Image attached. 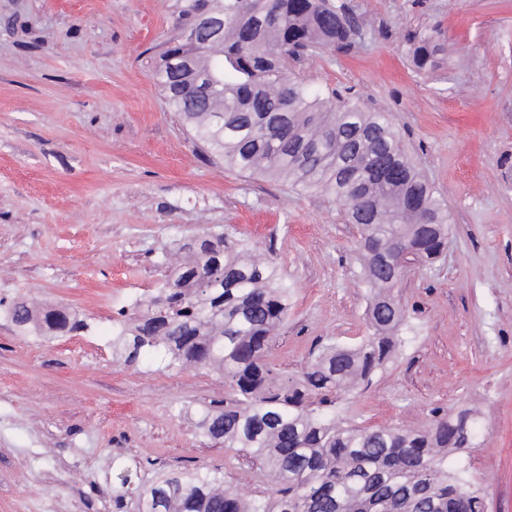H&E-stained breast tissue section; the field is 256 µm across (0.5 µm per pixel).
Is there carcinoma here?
Listing matches in <instances>:
<instances>
[{
	"label": "carcinoma",
	"mask_w": 512,
	"mask_h": 512,
	"mask_svg": "<svg viewBox=\"0 0 512 512\" xmlns=\"http://www.w3.org/2000/svg\"><path fill=\"white\" fill-rule=\"evenodd\" d=\"M180 2L177 28L196 39L164 42L155 78L170 111L228 169L345 207L362 228L373 332L320 346L306 371L284 381L268 357L292 288L274 257L207 229L179 245L168 279L124 315L113 352L133 364L162 350L179 367L224 377V407L202 411L196 428L253 457L274 489L248 498L216 475L177 471L140 488L136 512H485L484 495L454 464L483 436L477 411L409 430L350 426L336 412V394L369 386L402 343L406 314L392 288L403 268L384 258L399 249L432 260L449 233L447 203L389 115L290 72L312 54L349 52L362 30L358 15L342 0ZM221 12L224 23L207 26ZM408 57L430 76L448 66V40L416 31ZM11 319L23 331L61 335L88 327L26 298L14 302Z\"/></svg>",
	"instance_id": "cac0c4a2"
}]
</instances>
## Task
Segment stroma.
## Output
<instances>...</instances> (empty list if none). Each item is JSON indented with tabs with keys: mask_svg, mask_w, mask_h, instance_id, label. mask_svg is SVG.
I'll list each match as a JSON object with an SVG mask.
<instances>
[{
	"mask_svg": "<svg viewBox=\"0 0 512 512\" xmlns=\"http://www.w3.org/2000/svg\"><path fill=\"white\" fill-rule=\"evenodd\" d=\"M374 34L309 57L313 86L353 89L390 114L448 205V247L408 261L395 292L403 342L350 424L427 426L469 406L486 436L461 457L482 488H512V0H350ZM175 0H0V305L76 312L87 330L27 336L0 314V512H112L117 476L181 469L245 495L271 484L243 453L196 433L224 403L206 369L160 352L127 365L117 312L152 294L174 243L200 227L272 251L294 292L269 360L297 377L327 340L367 336L360 231L343 206L248 177L197 148L152 70ZM448 39L447 77L417 74L406 39Z\"/></svg>",
	"mask_w": 512,
	"mask_h": 512,
	"instance_id": "1",
	"label": "stroma"
}]
</instances>
